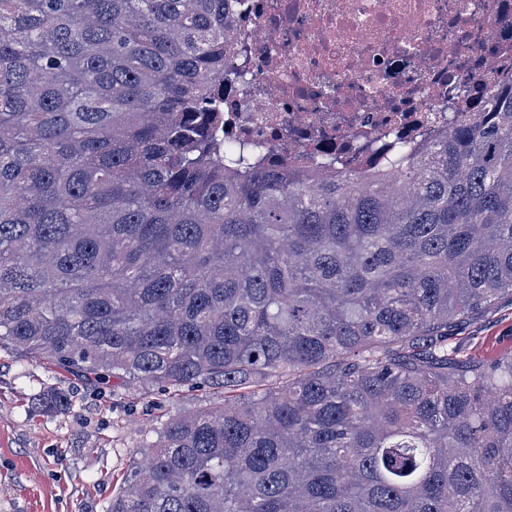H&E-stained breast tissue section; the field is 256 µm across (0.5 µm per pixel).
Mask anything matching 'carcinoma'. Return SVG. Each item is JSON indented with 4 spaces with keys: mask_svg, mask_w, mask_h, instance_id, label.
Wrapping results in <instances>:
<instances>
[{
    "mask_svg": "<svg viewBox=\"0 0 512 512\" xmlns=\"http://www.w3.org/2000/svg\"><path fill=\"white\" fill-rule=\"evenodd\" d=\"M227 0H0V348L224 387L108 512H512V84L384 166L224 144ZM448 348L461 359L491 361L512 352V305L505 302L480 312L475 322L448 332Z\"/></svg>",
    "mask_w": 512,
    "mask_h": 512,
    "instance_id": "carcinoma-1",
    "label": "carcinoma"
}]
</instances>
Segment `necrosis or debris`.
<instances>
[{
    "label": "necrosis or debris",
    "mask_w": 512,
    "mask_h": 512,
    "mask_svg": "<svg viewBox=\"0 0 512 512\" xmlns=\"http://www.w3.org/2000/svg\"><path fill=\"white\" fill-rule=\"evenodd\" d=\"M227 140L255 163L346 168L447 132L512 81V0H231Z\"/></svg>",
    "instance_id": "1"
}]
</instances>
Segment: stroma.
<instances>
[{"label":"stroma","mask_w":512,"mask_h":512,"mask_svg":"<svg viewBox=\"0 0 512 512\" xmlns=\"http://www.w3.org/2000/svg\"><path fill=\"white\" fill-rule=\"evenodd\" d=\"M448 345L463 359L511 353L512 304L450 331ZM54 392L69 394V405L39 410ZM223 401L220 386L85 384L0 348V512H107L155 427Z\"/></svg>","instance_id":"stroma-1"}]
</instances>
